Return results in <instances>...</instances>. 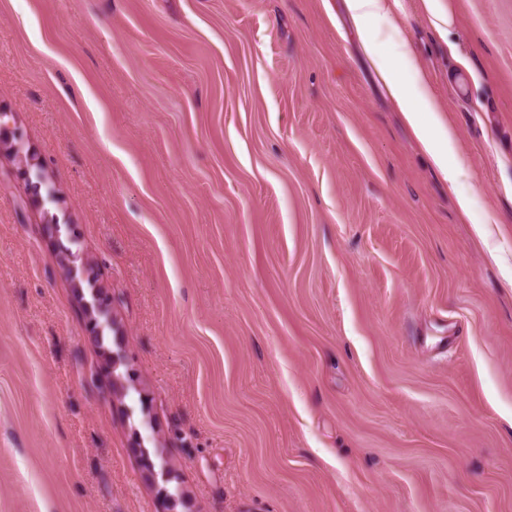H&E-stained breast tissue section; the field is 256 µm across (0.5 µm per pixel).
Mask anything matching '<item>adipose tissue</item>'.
I'll list each match as a JSON object with an SVG mask.
<instances>
[{"label": "adipose tissue", "mask_w": 512, "mask_h": 512, "mask_svg": "<svg viewBox=\"0 0 512 512\" xmlns=\"http://www.w3.org/2000/svg\"><path fill=\"white\" fill-rule=\"evenodd\" d=\"M346 3L366 52L376 55L377 31L381 24L390 20L388 0H346ZM377 67L419 141L447 180L449 189H456L462 173L448 164L453 135L441 125L439 119L434 118L427 123L421 121V113L432 111L433 105L419 75H412L410 82L405 83L394 77L390 63L381 60Z\"/></svg>", "instance_id": "ef3b65f1"}]
</instances>
